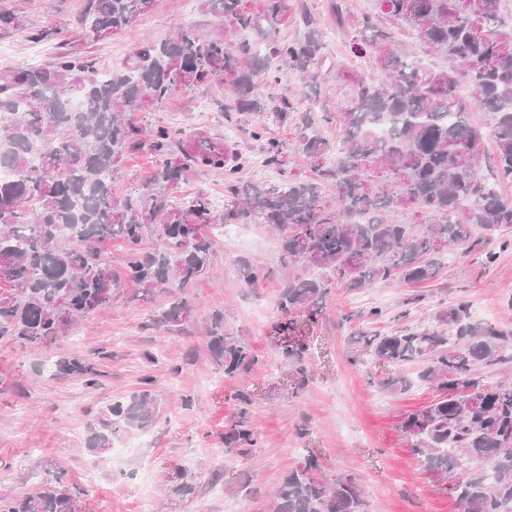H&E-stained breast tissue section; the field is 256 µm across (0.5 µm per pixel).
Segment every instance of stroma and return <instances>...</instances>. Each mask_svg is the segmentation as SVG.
Listing matches in <instances>:
<instances>
[{
    "label": "stroma",
    "mask_w": 512,
    "mask_h": 512,
    "mask_svg": "<svg viewBox=\"0 0 512 512\" xmlns=\"http://www.w3.org/2000/svg\"><path fill=\"white\" fill-rule=\"evenodd\" d=\"M291 3L287 22L276 26L279 39L300 37L307 15L334 30L326 0ZM84 5L5 0L23 27L0 28V71L48 63L66 50L98 70H115L134 48L166 40L175 27L203 38L219 31L202 0H156L130 33L99 41L77 23ZM54 27L59 35L37 40V33ZM325 55L323 89L334 98L349 96L353 79L371 73L365 59L351 54L344 34L327 40ZM223 97V86L206 82L175 92L148 120L171 131L177 152L202 135L227 140L242 163L241 181L312 178L309 162L293 147L297 121H267L259 139L254 116L219 110ZM272 138L290 146L285 168L265 163L263 145ZM123 169L125 178L116 186L121 195L139 193L157 172L145 146L125 152ZM173 194L226 198L224 175L188 164ZM213 239L210 264L187 292L196 316L180 330L153 321L168 301L167 290L144 299L127 283L111 305L53 344L30 347L0 339V498L27 495L58 475L64 489L80 495L85 512H269L276 481L312 456L322 475H353L369 512H461L449 482L424 467L399 430L402 417L429 404L435 391L418 381L419 365L378 362L362 336L393 333L461 301L472 323L512 330V246L493 241L496 259L487 265L473 253L447 252L435 279L423 284L332 289L311 322L305 313L285 318L278 310L279 295L297 271L281 266L280 238L267 225L232 219ZM246 263L262 272L256 285L239 273ZM375 308L380 314L374 318ZM218 311L258 356L250 371L228 377L213 363L204 326ZM294 338L308 346V381L300 389L283 355L285 342ZM72 357L100 371L96 387L60 372L59 361ZM398 377L408 379L409 387H387V380ZM147 388L155 397L152 422L143 428L108 424L113 403ZM243 388L250 391L258 446L248 454H228L224 427L237 416L236 395ZM95 432L108 436V449H94ZM171 467L186 469L195 483L194 495L178 503L165 496L164 475Z\"/></svg>",
    "instance_id": "35a3bbf8"
}]
</instances>
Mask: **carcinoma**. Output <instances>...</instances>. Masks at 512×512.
Masks as SVG:
<instances>
[{"label":"carcinoma","mask_w":512,"mask_h":512,"mask_svg":"<svg viewBox=\"0 0 512 512\" xmlns=\"http://www.w3.org/2000/svg\"><path fill=\"white\" fill-rule=\"evenodd\" d=\"M244 39L201 40L181 29L159 44L135 49L116 71L100 72L81 55L65 52L40 66L0 72V258L9 257L7 287H0V339L47 345L91 312L112 303L123 283L146 298L161 287L177 289L154 322L174 330L192 318L186 296L207 268L214 250L208 226L228 219L272 225L280 235L284 264L308 270L288 281L278 301L284 313L304 310L316 320L332 288L358 290L376 282L417 285L433 279L443 252L464 245L483 262L495 260L487 239L512 229V22L500 18V0H377V12L361 18L331 0L339 31L355 32L351 53L370 63L373 75L336 103L315 86L323 62V32L305 17L303 37L274 40L271 32L288 15V0H263L250 12L245 0H205ZM153 7L152 0H85L78 20L97 38L129 30ZM418 35L425 51L448 59L431 70L406 59L394 30ZM265 41L266 56L253 50ZM276 58L314 83L321 121L336 122L339 144L315 133L306 109L296 147L314 177L240 187L237 172L217 154L175 158L172 134L148 127L141 115L174 91L206 81L225 85L226 112H248L286 124L299 100L264 95L260 77ZM467 86L472 97L463 98ZM484 114L481 125L469 113ZM494 144L492 152L485 141ZM146 144L158 159L154 185L134 199L114 186L124 178L125 150ZM266 163L281 167L286 144L267 141ZM224 169L229 183L224 212L206 196L178 206L170 190L188 161ZM333 191H328L327 186ZM416 210L418 223L399 219ZM159 237L152 250L145 238ZM123 242L121 271L104 255L112 240ZM214 363L232 377L258 363L248 347L213 314L206 327ZM378 360L423 366L421 381L438 396L406 414L400 431L427 470L451 478L464 512H512V387H486L480 371L504 360L512 331L468 321L465 303L442 309L432 322L393 334L363 336ZM307 346L287 345L284 355L308 380ZM68 370L98 384L100 372L78 360ZM151 391L109 409L112 423L145 427L154 417ZM258 445L247 411L224 431L227 451ZM472 467L460 468L461 458ZM307 458L282 476L271 512H368L354 477L327 480ZM170 496L184 498L195 487L187 474L169 478ZM0 512H84L81 497L46 483L20 499L0 498Z\"/></svg>","instance_id":"carcinoma-1"}]
</instances>
